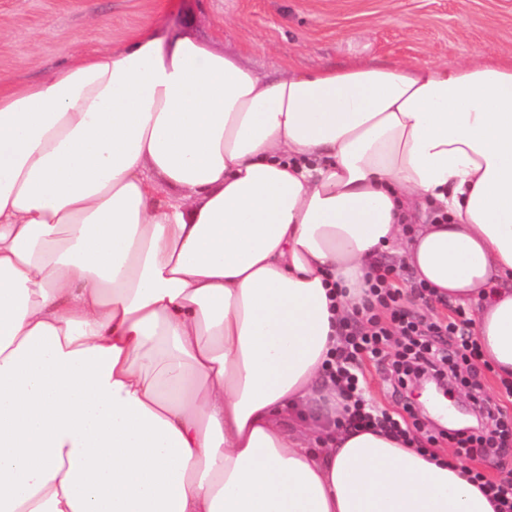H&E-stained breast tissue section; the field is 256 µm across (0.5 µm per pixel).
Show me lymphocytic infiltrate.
<instances>
[{"mask_svg":"<svg viewBox=\"0 0 512 512\" xmlns=\"http://www.w3.org/2000/svg\"><path fill=\"white\" fill-rule=\"evenodd\" d=\"M390 274V269L380 270L365 292L362 306L370 313L367 325L356 327L347 322L342 326L346 344L336 356L334 374L345 383L351 425L377 424L398 435L408 433L405 420L373 413L359 376L351 370L358 355L367 353L378 357L390 347L395 351L390 390L392 397L400 402L405 401V391L412 378H440L445 370L454 371L459 365H466L468 374L461 378L460 384L472 394L475 423L451 433L439 431L438 436L453 442L460 453L468 456L499 453L501 444L512 438V421L498 404L480 393L479 350L473 338L471 317L460 309L455 318L443 323L413 313L402 303L399 287L389 283Z\"/></svg>","mask_w":512,"mask_h":512,"instance_id":"1","label":"lymphocytic infiltrate"}]
</instances>
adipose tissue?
Instances as JSON below:
<instances>
[{"label":"adipose tissue","mask_w":512,"mask_h":512,"mask_svg":"<svg viewBox=\"0 0 512 512\" xmlns=\"http://www.w3.org/2000/svg\"><path fill=\"white\" fill-rule=\"evenodd\" d=\"M386 250L512 390V59L262 78L148 25L0 83V512H499L345 423Z\"/></svg>","instance_id":"obj_1"}]
</instances>
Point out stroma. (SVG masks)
I'll list each match as a JSON object with an SVG mask.
<instances>
[{
  "mask_svg": "<svg viewBox=\"0 0 512 512\" xmlns=\"http://www.w3.org/2000/svg\"><path fill=\"white\" fill-rule=\"evenodd\" d=\"M236 54L261 76L352 62L456 64L512 56V0H0V81L26 83L147 23ZM366 397L398 416L377 361Z\"/></svg>",
  "mask_w": 512,
  "mask_h": 512,
  "instance_id": "stroma-1",
  "label": "stroma"
}]
</instances>
